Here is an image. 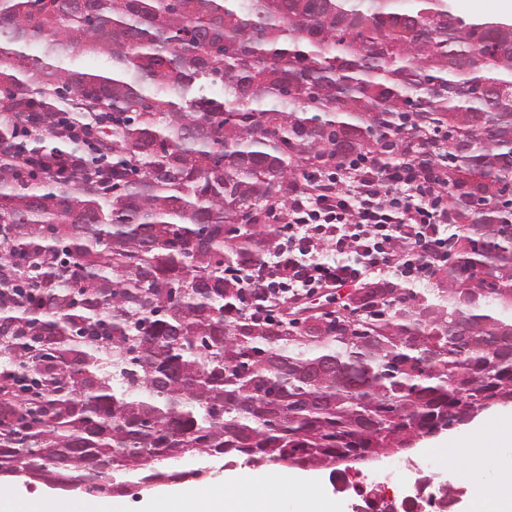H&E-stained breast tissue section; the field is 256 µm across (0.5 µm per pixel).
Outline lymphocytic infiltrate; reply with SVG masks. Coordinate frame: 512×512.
Segmentation results:
<instances>
[{"mask_svg":"<svg viewBox=\"0 0 512 512\" xmlns=\"http://www.w3.org/2000/svg\"><path fill=\"white\" fill-rule=\"evenodd\" d=\"M390 156L364 153L303 172L269 217L279 224L273 259L245 268L248 313L279 318L280 305L371 276L423 281L448 261V182L419 137L404 133Z\"/></svg>","mask_w":512,"mask_h":512,"instance_id":"f902f5d3","label":"lymphocytic infiltrate"}]
</instances>
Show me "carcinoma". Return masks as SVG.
<instances>
[{"label": "carcinoma", "instance_id": "carcinoma-1", "mask_svg": "<svg viewBox=\"0 0 512 512\" xmlns=\"http://www.w3.org/2000/svg\"><path fill=\"white\" fill-rule=\"evenodd\" d=\"M40 44L41 55L29 54ZM101 67L66 66L82 55ZM93 126L112 165L41 168ZM0 474L109 493L195 455L345 468L512 399V19L448 0H0ZM437 143L436 287L245 314L304 169ZM461 344L448 342V332Z\"/></svg>", "mask_w": 512, "mask_h": 512}]
</instances>
